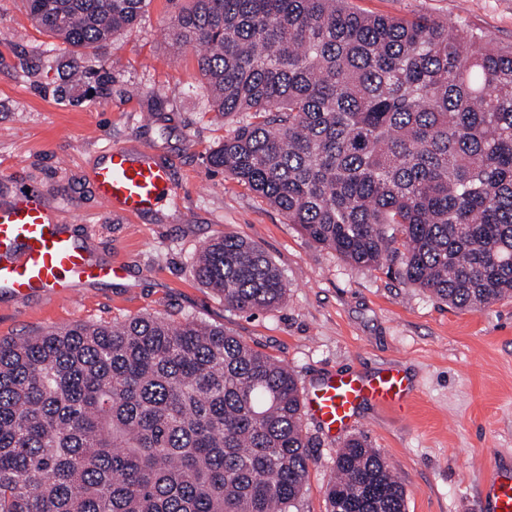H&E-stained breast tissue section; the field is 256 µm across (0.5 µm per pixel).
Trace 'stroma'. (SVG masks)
<instances>
[{
  "label": "stroma",
  "mask_w": 512,
  "mask_h": 512,
  "mask_svg": "<svg viewBox=\"0 0 512 512\" xmlns=\"http://www.w3.org/2000/svg\"><path fill=\"white\" fill-rule=\"evenodd\" d=\"M189 0H151L141 21L96 50L38 29L24 0H0V203L41 190L61 223L87 236L122 279L48 302L0 295V339L137 315L224 326L282 361L300 391L331 371L397 366L415 392L402 409L371 404L348 437L365 439L405 490L406 512H485L480 473L512 464V299L480 310L439 302L397 273L370 271L313 243L248 186L210 168L229 128L201 84L197 53L171 21ZM368 16H429L512 45V0H350ZM136 141L170 166L176 196L150 216L106 213L88 174L99 150ZM231 234L264 250L287 283L278 308L249 317L201 286L193 258ZM313 448L298 512H327L340 438Z\"/></svg>",
  "instance_id": "1"
}]
</instances>
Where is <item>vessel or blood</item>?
Returning <instances> with one entry per match:
<instances>
[{
	"mask_svg": "<svg viewBox=\"0 0 512 512\" xmlns=\"http://www.w3.org/2000/svg\"><path fill=\"white\" fill-rule=\"evenodd\" d=\"M91 182L107 211L137 219L173 199L169 168L144 144H110L99 152ZM121 264L99 260L86 241L59 224L43 195L28 192L0 204V291L54 301L79 284L124 277ZM411 393L406 376L386 368L369 376L329 373L307 392L306 417L328 436L346 431L360 406L391 410ZM490 512H512V470L500 469L485 485Z\"/></svg>",
	"mask_w": 512,
	"mask_h": 512,
	"instance_id": "vessel-or-blood-1",
	"label": "vessel or blood"
}]
</instances>
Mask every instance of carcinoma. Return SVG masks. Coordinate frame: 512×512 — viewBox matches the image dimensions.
<instances>
[{
  "label": "carcinoma",
  "mask_w": 512,
  "mask_h": 512,
  "mask_svg": "<svg viewBox=\"0 0 512 512\" xmlns=\"http://www.w3.org/2000/svg\"><path fill=\"white\" fill-rule=\"evenodd\" d=\"M81 50L150 0H26ZM199 51L232 130L209 164L345 262L398 266L461 309L512 298V48L348 0H192L171 27ZM197 281L241 313L287 293L234 235ZM294 374L242 337L154 315L0 339V512H295L312 457ZM328 512H405L386 458L336 453Z\"/></svg>",
  "instance_id": "cac0c4a2"
}]
</instances>
